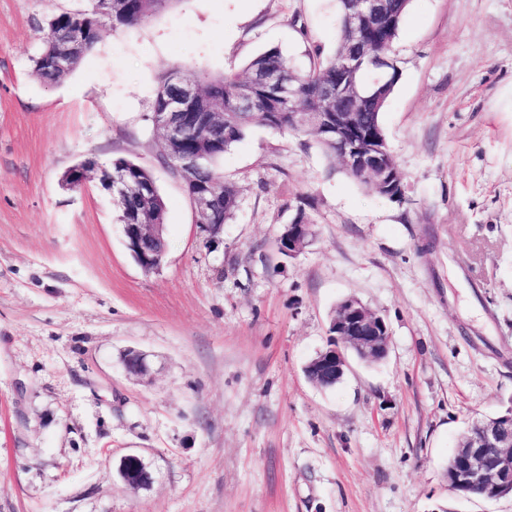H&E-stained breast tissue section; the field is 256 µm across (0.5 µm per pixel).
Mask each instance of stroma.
Returning a JSON list of instances; mask_svg holds the SVG:
<instances>
[{"instance_id":"obj_1","label":"stroma","mask_w":512,"mask_h":512,"mask_svg":"<svg viewBox=\"0 0 512 512\" xmlns=\"http://www.w3.org/2000/svg\"><path fill=\"white\" fill-rule=\"evenodd\" d=\"M88 6L0 0V512H512L446 481L466 425L512 406V0H411L381 114L400 197L257 126L218 163L238 207L216 241L160 162L158 77L238 72L272 46L309 68L336 49V0H177L44 82L41 27ZM118 157L165 203L153 272L99 184ZM301 208L313 236L288 258ZM351 296L390 350L348 355L327 391L305 367ZM127 455L149 486L119 477Z\"/></svg>"}]
</instances>
